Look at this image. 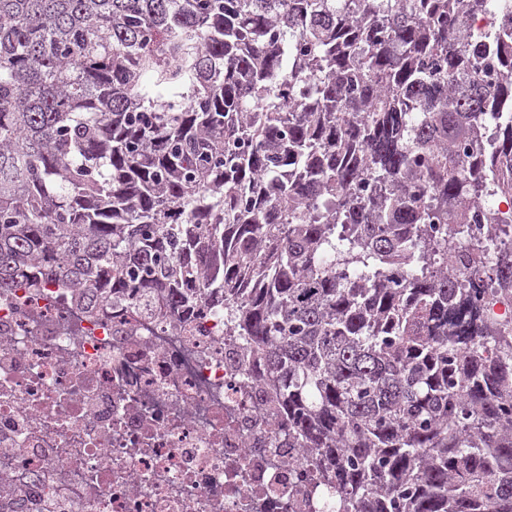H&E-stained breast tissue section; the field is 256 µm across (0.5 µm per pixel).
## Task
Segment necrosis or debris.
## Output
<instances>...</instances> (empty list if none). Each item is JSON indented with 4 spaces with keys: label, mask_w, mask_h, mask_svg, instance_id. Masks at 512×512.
<instances>
[{
    "label": "necrosis or debris",
    "mask_w": 512,
    "mask_h": 512,
    "mask_svg": "<svg viewBox=\"0 0 512 512\" xmlns=\"http://www.w3.org/2000/svg\"><path fill=\"white\" fill-rule=\"evenodd\" d=\"M265 366L187 324L0 289V512H336L266 405Z\"/></svg>",
    "instance_id": "1"
}]
</instances>
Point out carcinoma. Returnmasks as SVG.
<instances>
[{
  "label": "carcinoma",
  "instance_id": "1",
  "mask_svg": "<svg viewBox=\"0 0 512 512\" xmlns=\"http://www.w3.org/2000/svg\"><path fill=\"white\" fill-rule=\"evenodd\" d=\"M509 104L512 0H0V288L202 298L336 512H512V224L435 263L512 192ZM484 300L488 314L497 323L510 327L512 330V294L488 293Z\"/></svg>",
  "mask_w": 512,
  "mask_h": 512
}]
</instances>
